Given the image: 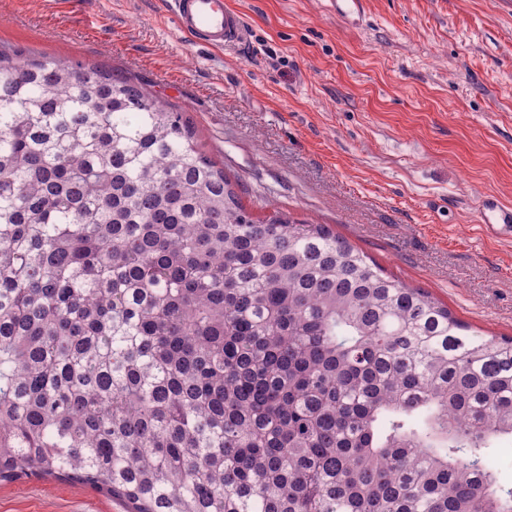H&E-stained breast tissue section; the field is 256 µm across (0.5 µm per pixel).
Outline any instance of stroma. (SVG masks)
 Returning <instances> with one entry per match:
<instances>
[{"mask_svg":"<svg viewBox=\"0 0 512 512\" xmlns=\"http://www.w3.org/2000/svg\"><path fill=\"white\" fill-rule=\"evenodd\" d=\"M237 45L201 50L167 0H0V46L144 82L192 121L254 217L329 225L472 330L512 336V0H228ZM0 512H125L53 477L0 483Z\"/></svg>","mask_w":512,"mask_h":512,"instance_id":"obj_1","label":"stroma"}]
</instances>
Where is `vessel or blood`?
Listing matches in <instances>:
<instances>
[{
    "label": "vessel or blood",
    "instance_id": "1",
    "mask_svg": "<svg viewBox=\"0 0 512 512\" xmlns=\"http://www.w3.org/2000/svg\"><path fill=\"white\" fill-rule=\"evenodd\" d=\"M175 25L198 46L212 49L240 42L242 16L226 0H172Z\"/></svg>",
    "mask_w": 512,
    "mask_h": 512
}]
</instances>
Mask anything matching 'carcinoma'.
<instances>
[{"label":"carcinoma","mask_w":512,"mask_h":512,"mask_svg":"<svg viewBox=\"0 0 512 512\" xmlns=\"http://www.w3.org/2000/svg\"><path fill=\"white\" fill-rule=\"evenodd\" d=\"M512 337L256 219L185 113L0 47V482L129 512H512Z\"/></svg>","instance_id":"obj_1"}]
</instances>
